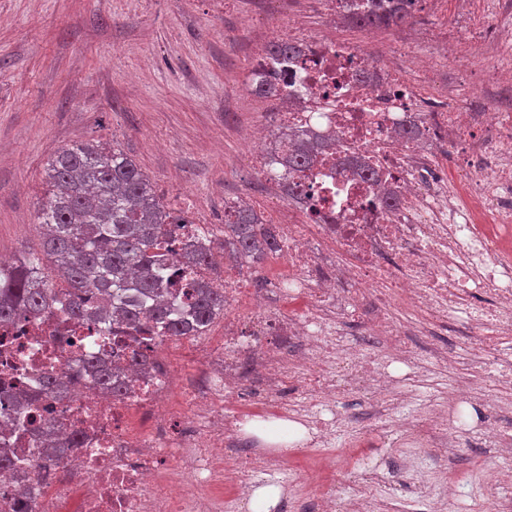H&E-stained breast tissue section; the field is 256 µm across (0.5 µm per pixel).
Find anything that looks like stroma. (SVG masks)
<instances>
[{
	"label": "stroma",
	"instance_id": "1",
	"mask_svg": "<svg viewBox=\"0 0 512 512\" xmlns=\"http://www.w3.org/2000/svg\"><path fill=\"white\" fill-rule=\"evenodd\" d=\"M0 0V255L39 250L36 214L46 165L76 141L133 158L169 207L220 234L225 196L264 185L242 165L243 129L265 110L246 88L255 41L281 32L279 0ZM413 507L411 450L371 438ZM458 476L494 499V472L512 456L458 449Z\"/></svg>",
	"mask_w": 512,
	"mask_h": 512
}]
</instances>
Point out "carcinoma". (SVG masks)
Here are the masks:
<instances>
[{"instance_id": "carcinoma-1", "label": "carcinoma", "mask_w": 512, "mask_h": 512, "mask_svg": "<svg viewBox=\"0 0 512 512\" xmlns=\"http://www.w3.org/2000/svg\"><path fill=\"white\" fill-rule=\"evenodd\" d=\"M404 20L399 12L359 19L362 27ZM314 146L301 142L289 162L308 165ZM48 200L37 213L42 229V255L52 260L67 283L61 292L44 272L40 258L25 255L0 261V321L35 317L61 303L74 317L91 316L109 332L114 325L140 329L149 323L169 336L205 332L224 313V289L201 280L187 293L184 310L175 312L169 298L170 264L155 248L187 217L169 208L148 176L122 150L88 142L60 148L47 169ZM221 246L254 260L274 249L251 208H238L233 223L224 225ZM213 246L184 243L177 262L191 274L210 266ZM146 370L132 351L131 367L99 371L104 389L113 393L126 384L128 369Z\"/></svg>"}]
</instances>
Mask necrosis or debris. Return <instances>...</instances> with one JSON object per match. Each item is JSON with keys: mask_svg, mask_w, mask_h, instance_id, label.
Returning <instances> with one entry per match:
<instances>
[{"mask_svg": "<svg viewBox=\"0 0 512 512\" xmlns=\"http://www.w3.org/2000/svg\"><path fill=\"white\" fill-rule=\"evenodd\" d=\"M473 0L437 26L442 0H306L326 20H356L361 5L422 15L429 23L393 37L383 54L329 28L307 32L288 9L298 51L272 62L266 41L245 66L251 93L269 109L246 160L280 191L256 199L274 216L277 260L265 287H242L226 267L221 335L180 337L202 369L170 409L172 370L156 336L104 346L96 324L65 307L0 324V512H263L257 483H279V512H383L374 488L384 475L363 456L346 458L359 489L338 497L315 470L295 466L331 447L339 428L380 431L388 419L414 447L450 457L478 435L492 453L512 449V0H488L477 25ZM414 135H405L407 126ZM328 140L317 160L289 172L298 139ZM301 186L286 194L289 180ZM360 327L347 339L337 324ZM470 337L467 359L435 347L461 375L446 402L395 417L411 400L419 336ZM147 374L129 391L103 392L89 363L109 366L131 351ZM77 383L45 392L48 375ZM25 389L41 413L14 427L12 401ZM493 416L468 421L466 408ZM301 421L307 440L264 448L245 427ZM64 441L57 463L42 455L47 432ZM428 512H457L449 468L424 475Z\"/></svg>", "mask_w": 512, "mask_h": 512, "instance_id": "necrosis-or-debris-1", "label": "necrosis or debris"}]
</instances>
